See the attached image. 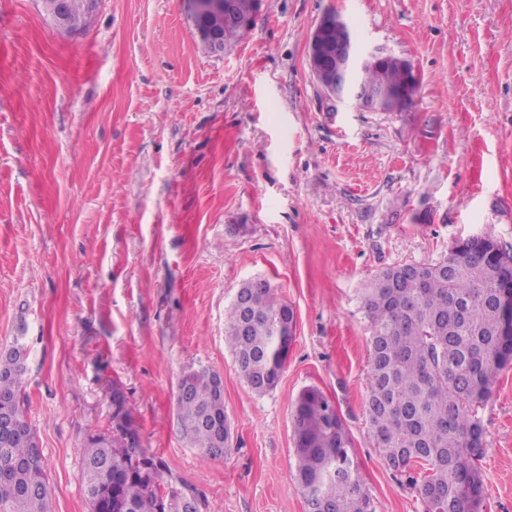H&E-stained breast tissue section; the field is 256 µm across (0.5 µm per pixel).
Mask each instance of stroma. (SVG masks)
I'll list each match as a JSON object with an SVG mask.
<instances>
[{
	"label": "stroma",
	"instance_id": "35a3bbf8",
	"mask_svg": "<svg viewBox=\"0 0 512 512\" xmlns=\"http://www.w3.org/2000/svg\"><path fill=\"white\" fill-rule=\"evenodd\" d=\"M329 11L362 52L408 60L414 104L327 100L307 61ZM487 235L512 247V0H259L248 36L209 50L187 0H99L68 33L39 0H0V345L26 349L27 418L55 512H89L80 450L112 427L120 387L164 479L203 512H305L292 414L335 405L375 512H425L366 414L380 269ZM295 310L277 386L257 393L224 342L240 286ZM224 378L231 447L205 458L175 396ZM483 512H512V364L477 409Z\"/></svg>",
	"mask_w": 512,
	"mask_h": 512
}]
</instances>
